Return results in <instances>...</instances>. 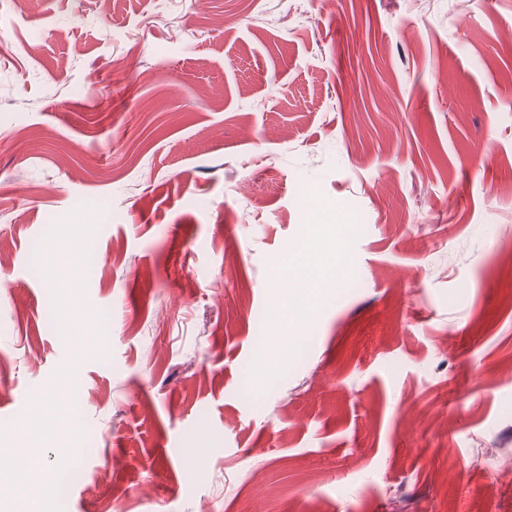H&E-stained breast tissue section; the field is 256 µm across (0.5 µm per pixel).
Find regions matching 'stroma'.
Masks as SVG:
<instances>
[{
    "mask_svg": "<svg viewBox=\"0 0 512 512\" xmlns=\"http://www.w3.org/2000/svg\"><path fill=\"white\" fill-rule=\"evenodd\" d=\"M295 4L0 0L38 512H512V0Z\"/></svg>",
    "mask_w": 512,
    "mask_h": 512,
    "instance_id": "1",
    "label": "stroma"
}]
</instances>
